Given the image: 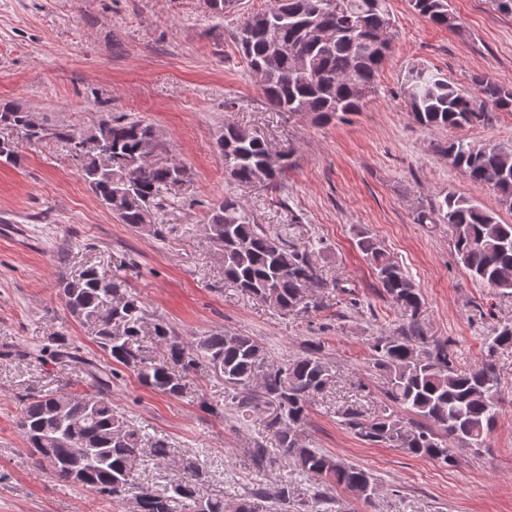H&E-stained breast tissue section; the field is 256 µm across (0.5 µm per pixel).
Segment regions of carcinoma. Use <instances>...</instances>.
<instances>
[{"label": "carcinoma", "instance_id": "1", "mask_svg": "<svg viewBox=\"0 0 512 512\" xmlns=\"http://www.w3.org/2000/svg\"><path fill=\"white\" fill-rule=\"evenodd\" d=\"M418 16L436 26L455 30L459 20L448 0H409ZM389 0H271L240 27L238 46L249 69L262 71L260 86L276 112L307 114L317 123L358 112L375 93L388 51L376 45L378 31L390 27ZM474 90L458 87L428 67L411 66L401 81V94L413 120L427 129H461L488 124L496 112H512V87L486 75L473 78ZM112 149V170L100 168L97 154L80 151L76 132L68 127L36 133V140L54 138L68 145L80 162L81 176L101 204L132 228L151 225V208L161 205V192L181 184L179 163L155 138L154 128L126 117L102 118ZM26 133L25 112L12 103L0 104V127ZM215 145L224 158L225 177L242 187L276 185L288 171L289 155L272 152L250 131L226 125ZM156 150L157 162L145 171L133 162ZM448 164L463 172L476 187L492 188L512 208V148L477 144L460 138L441 147ZM418 224L448 225L457 262L476 282L501 294H512V224H502L496 212L476 199L448 192L443 199L416 211ZM207 224L211 242L224 262V280L261 302L276 295L283 313L304 306L308 293L347 291L338 279L327 280L307 250L264 229L237 196L211 205ZM357 246L369 262L384 294L404 313L408 324L396 336H377L371 344L375 364L387 384V395L405 412L431 423L402 430L392 414L371 420L356 409L346 413L350 428L371 442L397 441L408 452L449 462L448 442L474 448L485 443L499 416L497 378L483 365L468 373L454 370L448 345L426 347L415 321L421 294L414 280L367 229L357 231ZM121 282L94 267L62 282L70 312L94 328L100 349L112 361L107 369L87 363L91 390L64 396L53 391L29 394L18 427L31 448L34 464L56 479L101 496L124 499L133 495L135 512H225L224 497L200 495L205 472L189 455L176 457L166 438H145L141 430L114 414L105 388L118 367L135 373L140 383L163 395L184 398L191 393L190 376L224 365V382L244 390L257 385L280 410L276 432L283 456L293 459L305 480L320 479L314 499L340 487L370 498L375 479L367 470L309 447L300 438L309 399L333 378L332 367L308 350L285 363L268 360L259 342L240 333L215 331L183 336L169 324L152 323L151 340L165 347L163 356L150 355L143 330L146 314L121 297ZM158 461L173 462L164 489H136L133 470L144 452ZM250 466L260 472L273 463L270 449L257 441L247 449ZM291 491L283 485L261 484L236 512H288Z\"/></svg>", "mask_w": 512, "mask_h": 512}]
</instances>
